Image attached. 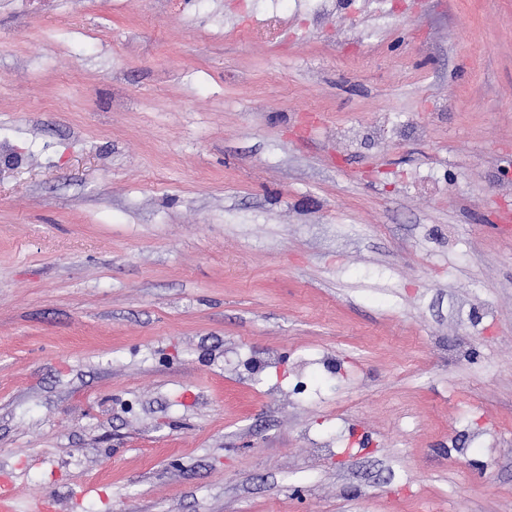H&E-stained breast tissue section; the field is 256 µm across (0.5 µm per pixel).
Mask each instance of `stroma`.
Instances as JSON below:
<instances>
[{
    "mask_svg": "<svg viewBox=\"0 0 512 512\" xmlns=\"http://www.w3.org/2000/svg\"><path fill=\"white\" fill-rule=\"evenodd\" d=\"M512 0H0L16 512H512Z\"/></svg>",
    "mask_w": 512,
    "mask_h": 512,
    "instance_id": "stroma-1",
    "label": "stroma"
}]
</instances>
